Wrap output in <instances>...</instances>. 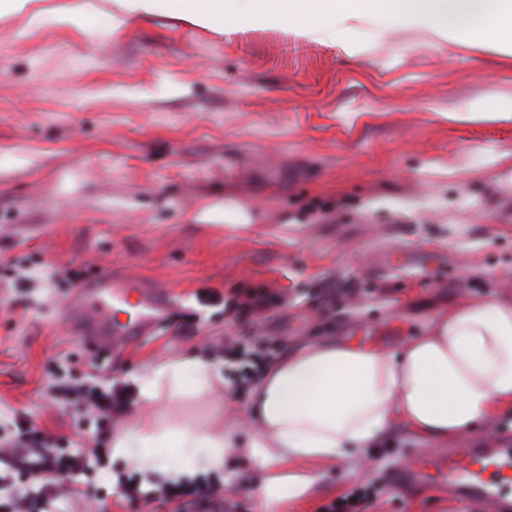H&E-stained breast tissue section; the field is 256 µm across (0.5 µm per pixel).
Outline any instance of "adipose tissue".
I'll return each mask as SVG.
<instances>
[{
	"instance_id": "adipose-tissue-1",
	"label": "adipose tissue",
	"mask_w": 512,
	"mask_h": 512,
	"mask_svg": "<svg viewBox=\"0 0 512 512\" xmlns=\"http://www.w3.org/2000/svg\"><path fill=\"white\" fill-rule=\"evenodd\" d=\"M112 29L164 12L193 26L227 32L241 24L277 27L297 36L359 48L350 33L370 12L388 28L431 32L453 40L512 49V0H116ZM224 384L221 368L177 357L139 379L149 404L131 426L114 430L112 452L136 455L142 474L181 482L224 469L227 451L242 447L263 479L258 512H282L309 498L320 464L349 453L367 455L395 428L437 446L512 414V300L448 307L398 350L354 342L316 341L285 353L259 380L245 421L223 412L203 420L186 410ZM254 428L240 441L242 424ZM160 448L169 457L157 456Z\"/></svg>"
}]
</instances>
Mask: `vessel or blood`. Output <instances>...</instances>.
I'll return each instance as SVG.
<instances>
[{
  "mask_svg": "<svg viewBox=\"0 0 512 512\" xmlns=\"http://www.w3.org/2000/svg\"><path fill=\"white\" fill-rule=\"evenodd\" d=\"M172 304L165 289L141 282H120L102 271L78 282L69 296L68 316L78 336L99 347L120 346L170 319ZM512 474V443L493 448H463L450 459L443 478L463 505L500 497V485L487 467Z\"/></svg>",
  "mask_w": 512,
  "mask_h": 512,
  "instance_id": "1",
  "label": "vessel or blood"
}]
</instances>
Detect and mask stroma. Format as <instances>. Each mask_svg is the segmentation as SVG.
<instances>
[{
	"label": "stroma",
	"instance_id": "stroma-1",
	"mask_svg": "<svg viewBox=\"0 0 512 512\" xmlns=\"http://www.w3.org/2000/svg\"><path fill=\"white\" fill-rule=\"evenodd\" d=\"M76 25L0 19V440L17 420L75 448H107L144 408L136 379L171 357L223 362L234 341L277 354L321 339L399 348L451 303L512 300V116L470 120L476 102L512 99V54L423 31L365 52L272 27L223 35L157 14L114 32L115 0H43ZM108 269L169 290L168 322L98 353L67 316L69 269ZM260 309L225 316L227 299ZM118 384L132 406L116 425L79 416L62 386ZM495 416L451 446L387 436L369 460L323 466L287 512H322L357 485L368 512L466 510L436 464L449 447L504 439ZM414 472L418 484L395 478ZM135 456H105L73 499L92 512H173L123 503ZM262 475L230 451L233 512H257Z\"/></svg>",
	"mask_w": 512,
	"mask_h": 512
}]
</instances>
